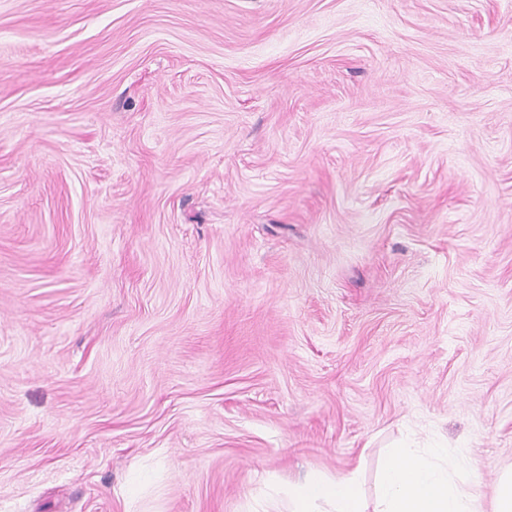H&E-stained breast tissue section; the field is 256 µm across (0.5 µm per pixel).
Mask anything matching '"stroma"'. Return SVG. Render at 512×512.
I'll return each mask as SVG.
<instances>
[{
	"label": "stroma",
	"instance_id": "stroma-1",
	"mask_svg": "<svg viewBox=\"0 0 512 512\" xmlns=\"http://www.w3.org/2000/svg\"><path fill=\"white\" fill-rule=\"evenodd\" d=\"M512 467V0H0V512H286Z\"/></svg>",
	"mask_w": 512,
	"mask_h": 512
}]
</instances>
